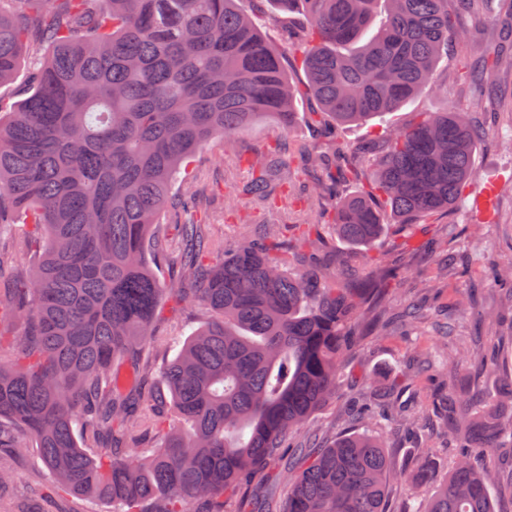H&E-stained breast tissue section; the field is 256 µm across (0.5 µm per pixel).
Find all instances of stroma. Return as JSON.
<instances>
[{
	"label": "stroma",
	"mask_w": 512,
	"mask_h": 512,
	"mask_svg": "<svg viewBox=\"0 0 512 512\" xmlns=\"http://www.w3.org/2000/svg\"><path fill=\"white\" fill-rule=\"evenodd\" d=\"M271 45L283 54L285 70L296 90L298 119L294 141L322 151L330 146L317 104L306 90L300 54L291 50L283 28H297L301 13H283L270 0H243ZM458 27L478 31L469 45H450L448 55L438 64L439 85L406 102L397 112L377 116L338 129L337 136L349 151L361 152L396 125L410 123L417 113L442 112L455 104L475 125L491 133L477 144L475 168L478 177L467 188L456 210L416 224L393 227L383 246L384 263L398 267L382 304L386 317H393L411 304L422 307L420 318L410 326L392 325L381 334L355 337L342 359L346 376L343 387L312 418V427L323 442L352 431L383 436L392 467L412 470L418 460L433 457V479L410 488L390 484L386 506L389 512H413L449 473L458 457L455 441L448 433L444 402L448 394L477 397L489 404L499 399L505 377L512 373V295L489 287L484 280L486 266L512 258V63L499 67L493 76L496 92L478 94L460 77L476 58L491 54L500 40L498 27L481 24L476 12L456 14ZM283 132L278 123L262 118L241 130L229 142L215 141L196 154L188 172L204 190L206 223L220 225L224 240L235 244L248 224H284L287 213H275L242 196L241 188L250 172L242 161L266 152L277 144ZM316 250L336 261V279L351 281L362 263L354 250L323 232ZM460 255L464 264L444 263L448 254ZM475 300L479 313H460L458 298ZM196 303L164 300L157 325L162 335L178 337L201 321ZM497 353L502 372L479 371L480 360ZM458 357L467 367L450 374L448 360ZM371 404L407 406L416 414L412 431L380 416L353 421L354 406ZM13 482L0 499L13 503L17 512H45L47 505L32 482L41 461L36 449L12 459Z\"/></svg>",
	"instance_id": "1"
}]
</instances>
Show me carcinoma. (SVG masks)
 <instances>
[{
  "label": "carcinoma",
  "instance_id": "1",
  "mask_svg": "<svg viewBox=\"0 0 512 512\" xmlns=\"http://www.w3.org/2000/svg\"><path fill=\"white\" fill-rule=\"evenodd\" d=\"M240 0H0V85L31 44L48 52L32 91L0 120V224L20 220L11 249L32 253L28 273L0 301L21 325L0 343V456L37 450L53 479L116 512H240L241 488L273 463L288 487L272 512H387L386 488L429 479L432 463L392 469L386 444L365 433L317 447L307 430L335 396L346 345L399 272L377 260L356 284L336 283L312 247L319 225L264 224L232 247L191 219L200 192L173 193L181 168L215 137L259 117L292 129L294 89L282 58ZM302 10L301 65L332 127L390 114L437 82L452 42L471 40L448 0H274ZM385 17L369 39L380 4ZM483 129L453 108L396 126L374 167L336 149L339 196L314 177L326 154L279 147L249 161L243 194L288 210L329 209V226L355 249L384 240L392 212L416 224L458 205L477 177ZM310 180L286 190L292 173ZM180 225L179 278L160 277ZM204 279L212 319L170 344L155 312ZM512 294V262L489 265ZM175 349L165 366L150 351ZM130 362L133 382L112 376ZM158 375L161 386L146 379ZM448 396L446 424L460 448L512 447V415L494 406L466 420ZM498 473L464 455L422 512H496Z\"/></svg>",
  "mask_w": 512,
  "mask_h": 512
}]
</instances>
